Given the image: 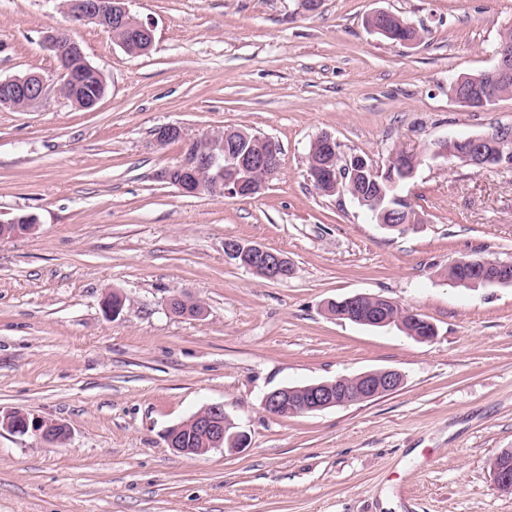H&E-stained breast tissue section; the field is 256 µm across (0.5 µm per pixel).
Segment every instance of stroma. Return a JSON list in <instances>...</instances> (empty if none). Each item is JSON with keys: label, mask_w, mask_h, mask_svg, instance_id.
I'll use <instances>...</instances> for the list:
<instances>
[{"label": "stroma", "mask_w": 512, "mask_h": 512, "mask_svg": "<svg viewBox=\"0 0 512 512\" xmlns=\"http://www.w3.org/2000/svg\"><path fill=\"white\" fill-rule=\"evenodd\" d=\"M59 0H0V78L54 79L43 46ZM154 47L127 54L75 27L108 85L84 110L48 92L0 110V409L68 424L48 447L0 430V512H512L491 459L512 448V286L463 288L465 256L512 262V167L428 160L403 187L424 221L392 231L349 196L320 194L307 153L330 133L376 165L395 150L512 123V97L479 111L450 95L493 67L512 0H129ZM385 9L412 46L372 32ZM246 128L282 146L267 189L186 196L162 181L180 156L153 131ZM283 252L266 280L224 257L225 239ZM122 294L118 318L102 301ZM372 294L436 328L336 319L327 305ZM202 316L171 313L172 298ZM395 369L394 392L274 417L276 388ZM220 403L248 445L174 454L165 431Z\"/></svg>", "instance_id": "35a3bbf8"}]
</instances>
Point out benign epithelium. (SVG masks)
<instances>
[{
	"label": "benign epithelium",
	"mask_w": 512,
	"mask_h": 512,
	"mask_svg": "<svg viewBox=\"0 0 512 512\" xmlns=\"http://www.w3.org/2000/svg\"><path fill=\"white\" fill-rule=\"evenodd\" d=\"M69 13L78 14L86 21H92L107 33L112 28L126 29L135 39L144 45L143 52H148L153 44V26L133 15L127 0H72ZM46 48L54 53L57 60V90L66 99L77 102L82 98V83L78 78L81 72L99 70L87 60L79 41L69 28H54L44 36ZM512 76V43L504 42L498 49L496 69L491 74L495 79H507ZM48 93V80L39 72H28L6 79H0V109L19 110L16 101H22L26 109L41 102ZM172 140L191 141L185 128L177 123H169L155 130V141L164 146ZM196 140L203 142V148L197 150L193 157L182 158L178 166L187 173L199 166L217 167L220 164L222 148L205 135ZM498 142V147L512 143V125L498 124L492 135H474L458 138L456 142L467 143V151L462 155L463 163L479 170L504 165L505 154H494L485 150L484 144ZM280 144L269 139L267 148L258 154H246L232 164V168L247 172L251 169L266 171V176L251 182L247 178H228L216 182V192L228 197H253L261 193L280 169L277 152ZM344 168L352 176L370 175L376 178L382 175L383 167L367 165L360 155L345 158ZM224 255L236 262L249 260L261 267L266 277L272 281H282L293 274V268L284 254L261 245H245L236 239L224 240ZM457 270L466 273V281L472 284L512 286V262H503L483 257L461 258L453 263ZM348 317L358 323L381 327L391 324L389 309L395 303L386 298H378L369 310L363 309V295L356 294L345 301ZM404 382L403 375L393 369L362 373L355 377H340L333 381L312 383L306 386L280 387L267 393L263 399L264 410L272 416L282 413L296 414L314 412L371 400L380 395L393 392ZM224 404L213 403L197 411L196 428L204 433L209 449L224 447ZM0 428L14 435L32 436L39 443L54 446L68 442L71 435L69 426L55 419L41 417L29 412L15 410L0 411ZM498 490L512 491V468L496 465L491 468Z\"/></svg>",
	"instance_id": "obj_1"
}]
</instances>
